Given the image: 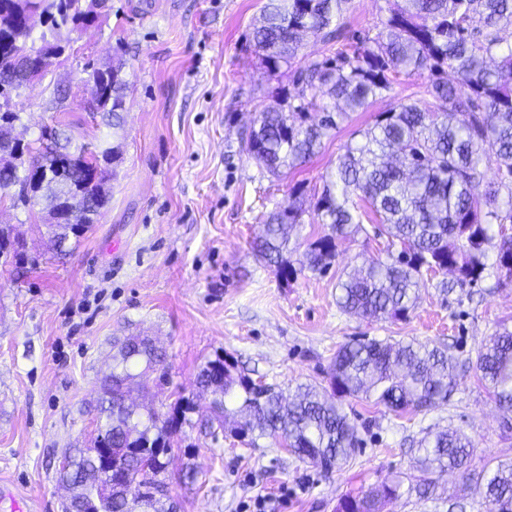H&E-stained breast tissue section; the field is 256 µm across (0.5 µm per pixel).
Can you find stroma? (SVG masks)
I'll return each mask as SVG.
<instances>
[{
  "instance_id": "stroma-1",
  "label": "stroma",
  "mask_w": 512,
  "mask_h": 512,
  "mask_svg": "<svg viewBox=\"0 0 512 512\" xmlns=\"http://www.w3.org/2000/svg\"><path fill=\"white\" fill-rule=\"evenodd\" d=\"M267 0H111L99 26L78 36L61 30L72 48L42 81L14 98L26 141L63 121L74 143L120 145L110 201L72 255L48 250L41 205L14 208L0 200V225L27 243L29 264L0 261V484L29 503V512H62L66 490L58 463L66 449L95 434L97 382L116 346L131 336L152 338L166 352L168 375L149 374L156 408L179 396L195 410L169 454L164 479L181 512H336L346 495L409 473L414 443L427 431L458 428L475 442L473 470L512 461V428L478 382L472 363L499 328L512 327V288L496 285L495 255L483 279L448 296L424 274L415 309L403 320H367L336 305L342 271L386 255L376 225L339 243L332 268L285 281L256 257L252 240L267 214L302 191L294 243L326 232L315 208L336 158L401 102L425 105L424 76L398 75L391 95L355 112L296 168L269 174L241 151L240 132L265 105L297 94L293 71L270 73L248 35ZM393 0H348L350 38H376ZM125 61L123 121L113 129L85 109L84 65L113 55ZM69 96L58 100L55 88ZM415 339L448 346L459 364L448 403L404 417L353 397L342 398L362 445L324 477L275 444L252 448L229 435H205L210 396L195 376L208 359L227 353L238 371L295 387L315 383L332 395L331 358L355 339ZM194 467L197 481L183 483ZM488 512L465 474L439 478L435 494H403L383 512Z\"/></svg>"
}]
</instances>
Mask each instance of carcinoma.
<instances>
[{
	"label": "carcinoma",
	"instance_id": "carcinoma-1",
	"mask_svg": "<svg viewBox=\"0 0 512 512\" xmlns=\"http://www.w3.org/2000/svg\"><path fill=\"white\" fill-rule=\"evenodd\" d=\"M346 2L267 0L250 35L251 47L275 72L298 57L302 36L313 34L328 43L338 38ZM90 5L101 12L111 9L109 0H0V86L5 95L13 97L27 74L43 78L49 73L51 60L65 49L52 34L82 27ZM33 11L45 15L46 31L37 39L24 23ZM509 29L512 0H394L376 38L360 39L350 52L338 50L299 69L298 103L285 95L264 106L242 139V150L272 175L315 155L349 114L390 92L392 74L428 75L430 100L423 108L401 102L359 131L361 139L346 147L317 199L328 232L308 241L296 262L285 254L303 213L298 189L265 220L253 242L256 255L286 280L305 271L323 274L336 260L338 240L357 235L365 220L383 226L400 251L347 273L336 296L344 312L376 320L408 317L425 271L453 274L437 285L447 294L457 285L481 280L491 251L496 267L512 264V237L490 233L494 224L512 223V45L500 37ZM123 68L120 56L100 64L90 61L84 68L99 88L88 110L107 126L118 127L123 120ZM448 70L453 79L437 78ZM309 89L343 107L333 112L307 100ZM315 109L323 117L310 122L308 114ZM120 155L118 145L90 150L73 144L59 126L45 127L21 149V157H0V168L9 170L0 182L38 171L52 180L58 162H74L66 186L85 200L78 226L52 223L50 204L44 215L52 250L66 256L100 220L109 203L105 185ZM489 172L492 178L481 192ZM11 234L0 226V255L20 263L24 254L7 252ZM473 369L504 415L511 414V329L490 336L477 351ZM454 370V358L444 346L358 339L336 351L331 384L341 397H362L403 415L448 401ZM147 371L166 375L165 354L146 339L129 338L112 355L111 371L99 386L96 435L88 446L68 449L59 464V481L70 492L75 512H125L129 485L124 475L140 472L153 475L138 489L141 512H178L159 476L193 404L183 398L167 413L148 406L141 413L130 403L131 385ZM196 382L212 395L218 428L246 437L252 448L261 440H286L299 460L329 475L360 447L357 423L313 383L297 385L288 396L275 384L237 373L228 354L208 360ZM102 435L107 437L105 461L99 451ZM473 452L472 438L460 430L426 432L417 448L412 489L425 497L435 487L432 475L463 471L492 512H512V462L472 472L466 465ZM105 462L114 472L110 484L98 477ZM402 484L397 476L379 488L348 495L337 512H379L381 501L401 496Z\"/></svg>",
	"mask_w": 512,
	"mask_h": 512
}]
</instances>
